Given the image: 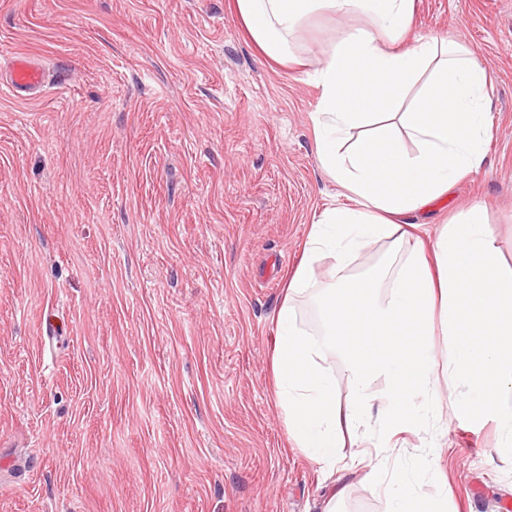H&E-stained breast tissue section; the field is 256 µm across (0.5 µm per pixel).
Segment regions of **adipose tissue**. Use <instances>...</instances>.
Wrapping results in <instances>:
<instances>
[{
  "instance_id": "adipose-tissue-1",
  "label": "adipose tissue",
  "mask_w": 512,
  "mask_h": 512,
  "mask_svg": "<svg viewBox=\"0 0 512 512\" xmlns=\"http://www.w3.org/2000/svg\"><path fill=\"white\" fill-rule=\"evenodd\" d=\"M416 0H233L254 42L271 59L310 67L321 95L314 113L317 160L348 205L325 208L277 316L273 355L277 405L294 446L326 468L339 448H384L366 437L372 412L416 425L415 401L441 400L432 338L448 339V370L474 397L471 417L491 414L512 447V270L504 268L486 211L471 204L433 236L411 218L484 162L492 84L473 50L439 35L408 39ZM334 30L317 65L298 54L296 35L315 15ZM373 243L383 262L356 273ZM333 265L314 287L312 267ZM314 293L321 328L301 330L292 297ZM340 358L352 381L347 405L325 365ZM385 379L382 394L372 390ZM497 395L483 396L487 384ZM386 512H443L440 501L399 479Z\"/></svg>"
}]
</instances>
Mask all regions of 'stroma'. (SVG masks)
<instances>
[{
  "label": "stroma",
  "mask_w": 512,
  "mask_h": 512,
  "mask_svg": "<svg viewBox=\"0 0 512 512\" xmlns=\"http://www.w3.org/2000/svg\"><path fill=\"white\" fill-rule=\"evenodd\" d=\"M232 0H0V512H385L380 489L289 441L272 353L288 277L324 207L306 71L265 56ZM469 45L493 85L477 173L419 214L473 201L512 268V0H418L409 38ZM56 315L48 338L42 315ZM433 339L445 398L378 449L447 512H501L512 451L473 421ZM436 453L442 480L419 468ZM48 79L45 66L27 55H19L12 61L9 78L0 84V91L16 100H28L43 92Z\"/></svg>",
  "instance_id": "obj_1"
}]
</instances>
